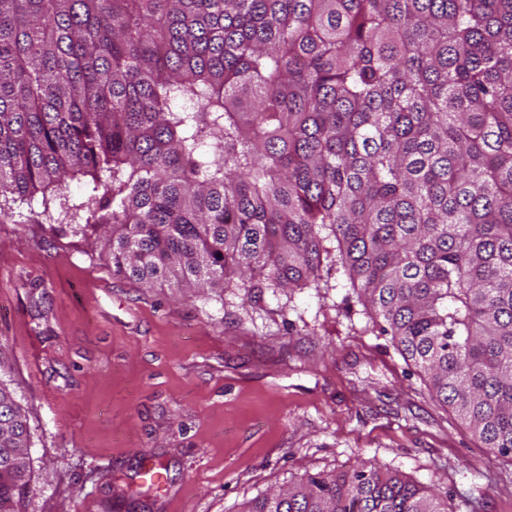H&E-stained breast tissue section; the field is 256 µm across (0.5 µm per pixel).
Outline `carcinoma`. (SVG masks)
Instances as JSON below:
<instances>
[{"label":"carcinoma","instance_id":"1","mask_svg":"<svg viewBox=\"0 0 512 512\" xmlns=\"http://www.w3.org/2000/svg\"><path fill=\"white\" fill-rule=\"evenodd\" d=\"M38 194L145 285L246 306L336 270L512 457V0H0V215ZM29 447L1 381L0 512ZM246 512L448 508L366 458Z\"/></svg>","mask_w":512,"mask_h":512}]
</instances>
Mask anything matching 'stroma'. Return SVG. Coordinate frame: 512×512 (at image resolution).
<instances>
[{
	"mask_svg": "<svg viewBox=\"0 0 512 512\" xmlns=\"http://www.w3.org/2000/svg\"><path fill=\"white\" fill-rule=\"evenodd\" d=\"M345 289L187 296L113 276L40 200L0 216V379L27 411L25 512H243L376 458L448 512H512L487 453ZM163 466L160 491L137 481Z\"/></svg>",
	"mask_w": 512,
	"mask_h": 512,
	"instance_id": "stroma-1",
	"label": "stroma"
}]
</instances>
